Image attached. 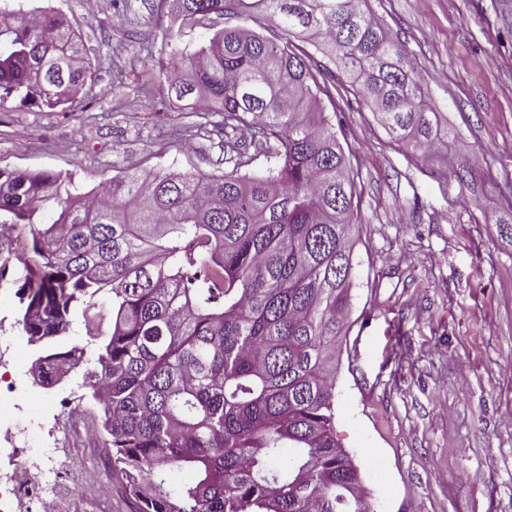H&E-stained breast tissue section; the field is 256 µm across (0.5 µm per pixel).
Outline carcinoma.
<instances>
[{
    "label": "carcinoma",
    "mask_w": 512,
    "mask_h": 512,
    "mask_svg": "<svg viewBox=\"0 0 512 512\" xmlns=\"http://www.w3.org/2000/svg\"><path fill=\"white\" fill-rule=\"evenodd\" d=\"M360 2L159 0L182 27L259 12L282 32L224 28L173 48L159 72L200 105L174 137L204 138L223 118L229 171L131 172L92 204L60 173L0 167V224L29 226L39 257L17 324L41 349L40 381L76 361L79 346H54L74 314L112 296L88 387L138 512H372L336 442L329 368L349 310L355 182L290 36L320 40L390 133L419 135L413 148L444 135L408 53ZM90 78L58 12L0 9L1 104L53 109ZM242 128L274 160L265 177L243 172ZM173 468L192 480L170 485Z\"/></svg>",
    "instance_id": "obj_1"
}]
</instances>
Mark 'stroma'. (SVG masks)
I'll list each match as a JSON object with an SVG mask.
<instances>
[{"label":"stroma","instance_id":"1","mask_svg":"<svg viewBox=\"0 0 512 512\" xmlns=\"http://www.w3.org/2000/svg\"><path fill=\"white\" fill-rule=\"evenodd\" d=\"M399 38L448 136L430 151L389 134L337 63L305 45L321 102L356 183L357 227L347 332L336 351V440L358 467L375 512H512V0H367ZM157 0H26L63 14L80 36L93 79L56 109L0 104V167L69 175L82 192L131 171L215 172L224 134L182 142L193 120L165 86L138 94L172 47L194 49L239 17L181 27ZM468 169L466 182L456 174ZM0 280L8 301L35 261L15 227ZM83 428L64 429L68 473L55 512H136L90 389Z\"/></svg>","mask_w":512,"mask_h":512}]
</instances>
